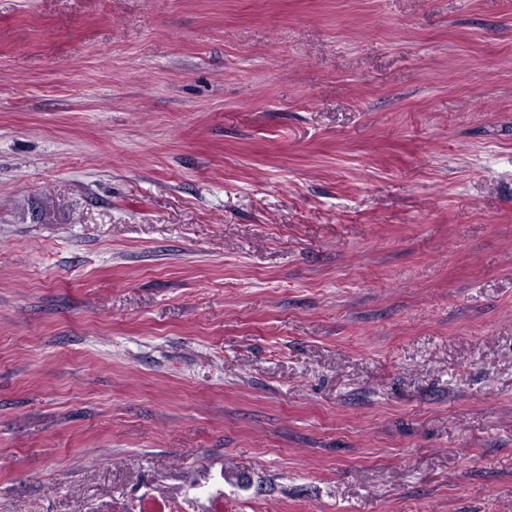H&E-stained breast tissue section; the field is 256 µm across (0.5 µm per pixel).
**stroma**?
Segmentation results:
<instances>
[{
	"mask_svg": "<svg viewBox=\"0 0 512 512\" xmlns=\"http://www.w3.org/2000/svg\"><path fill=\"white\" fill-rule=\"evenodd\" d=\"M0 512H512V0H0Z\"/></svg>",
	"mask_w": 512,
	"mask_h": 512,
	"instance_id": "stroma-1",
	"label": "stroma"
}]
</instances>
